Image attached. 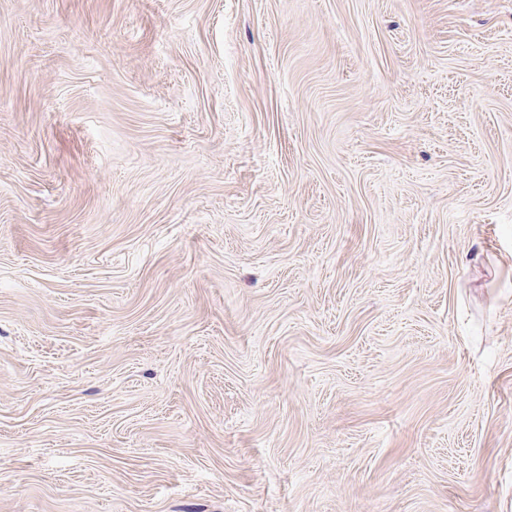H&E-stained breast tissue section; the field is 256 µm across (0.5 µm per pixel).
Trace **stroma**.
I'll use <instances>...</instances> for the list:
<instances>
[{
    "mask_svg": "<svg viewBox=\"0 0 512 512\" xmlns=\"http://www.w3.org/2000/svg\"><path fill=\"white\" fill-rule=\"evenodd\" d=\"M0 512H512V0H0Z\"/></svg>",
    "mask_w": 512,
    "mask_h": 512,
    "instance_id": "1",
    "label": "stroma"
}]
</instances>
